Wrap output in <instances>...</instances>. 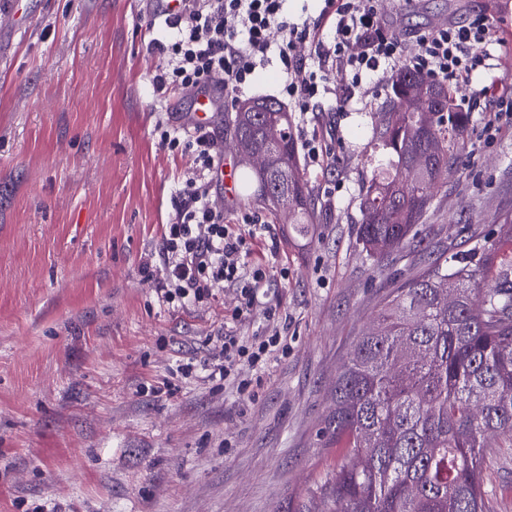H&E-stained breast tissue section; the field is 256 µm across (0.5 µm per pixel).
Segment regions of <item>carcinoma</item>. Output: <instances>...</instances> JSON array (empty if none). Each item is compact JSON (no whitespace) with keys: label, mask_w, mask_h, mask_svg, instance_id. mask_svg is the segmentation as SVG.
I'll use <instances>...</instances> for the list:
<instances>
[{"label":"carcinoma","mask_w":512,"mask_h":512,"mask_svg":"<svg viewBox=\"0 0 512 512\" xmlns=\"http://www.w3.org/2000/svg\"><path fill=\"white\" fill-rule=\"evenodd\" d=\"M454 97L444 80L400 71L367 146L371 178L361 198L359 241L376 270L417 233L455 163L468 113L421 112L414 90ZM234 136L251 135L269 166L244 170L270 213L315 224V198L299 175L297 144L285 106L274 98L242 104ZM267 125L278 138L258 133ZM432 140L431 165L409 185L400 179L412 154ZM482 248L436 256L380 299L377 326L354 340L331 391L325 447L339 464L320 487L328 512H491L482 473L494 449L512 445V218ZM454 298L448 305V297Z\"/></svg>","instance_id":"1"}]
</instances>
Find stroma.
I'll return each mask as SVG.
<instances>
[{
    "mask_svg": "<svg viewBox=\"0 0 512 512\" xmlns=\"http://www.w3.org/2000/svg\"><path fill=\"white\" fill-rule=\"evenodd\" d=\"M388 29L412 34L494 17L505 43L486 45L470 89L465 149L416 239L381 273L357 237L371 175L363 145L387 103L392 73L347 93L341 73L317 111L293 114L297 142L335 129L323 164L300 156L319 223L289 232L245 192L213 199L228 220L252 213L280 245L258 243L268 293L288 316L287 357L271 362L254 399L199 378L157 385L237 304L159 305L142 264L173 216L171 196L196 164L163 145L158 123L186 122L195 96L159 99L151 74L153 0H16L0 10V512H325L314 492L335 472L324 447L330 392L352 341L369 327L393 274L427 256L484 243L512 215V11L506 0H379ZM499 133L485 142L484 127ZM493 512H512V447L488 460Z\"/></svg>",
    "mask_w": 512,
    "mask_h": 512,
    "instance_id": "1",
    "label": "stroma"
}]
</instances>
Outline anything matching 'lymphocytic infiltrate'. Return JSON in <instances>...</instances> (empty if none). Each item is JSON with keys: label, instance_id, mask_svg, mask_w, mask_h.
<instances>
[{"label": "lymphocytic infiltrate", "instance_id": "f902f5d3", "mask_svg": "<svg viewBox=\"0 0 512 512\" xmlns=\"http://www.w3.org/2000/svg\"><path fill=\"white\" fill-rule=\"evenodd\" d=\"M284 2L180 0L179 12L165 17L164 39L153 44L168 57L166 67L151 77L154 91H219L232 101L274 55L284 76L283 96L295 111L310 112L328 92L329 76L336 70L352 89L395 66L469 87L482 61L476 46L501 40L497 23L479 15L461 25L417 32L416 48L409 53L402 39L387 29L377 0H324L318 17L300 23L288 21ZM307 43L314 47L309 59L297 51ZM161 141L191 151L197 173L175 193L172 222L165 225L157 249L142 265L145 278L155 283L158 300L174 308L211 303L222 288L237 298L223 333L210 339V360L178 361L176 373L186 379L200 372L238 395L254 397V375L288 354L282 314L265 295L270 270L250 259L261 236L275 242L279 235L273 225L261 224L249 213L238 223H227L223 211L214 206L212 180L221 155L211 131L192 125L166 129ZM259 310L266 327L241 335L240 326Z\"/></svg>", "mask_w": 512, "mask_h": 512}]
</instances>
